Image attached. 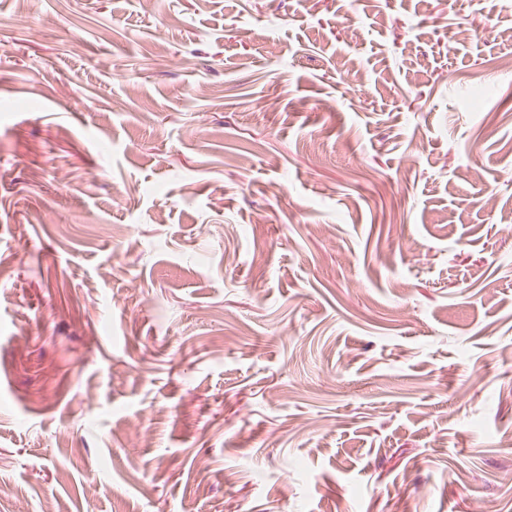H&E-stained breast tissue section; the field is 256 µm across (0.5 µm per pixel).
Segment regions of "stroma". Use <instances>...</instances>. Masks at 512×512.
<instances>
[{"mask_svg":"<svg viewBox=\"0 0 512 512\" xmlns=\"http://www.w3.org/2000/svg\"><path fill=\"white\" fill-rule=\"evenodd\" d=\"M509 55L512 0H0V512H512Z\"/></svg>","mask_w":512,"mask_h":512,"instance_id":"35a3bbf8","label":"stroma"}]
</instances>
